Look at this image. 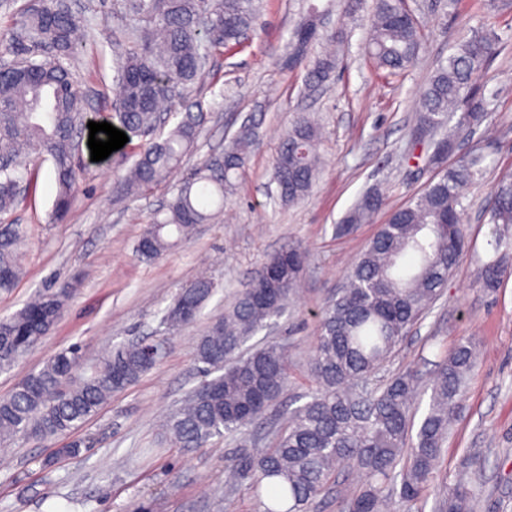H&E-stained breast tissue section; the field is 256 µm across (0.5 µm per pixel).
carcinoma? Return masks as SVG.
<instances>
[{
  "label": "carcinoma",
  "instance_id": "cac0c4a2",
  "mask_svg": "<svg viewBox=\"0 0 512 512\" xmlns=\"http://www.w3.org/2000/svg\"><path fill=\"white\" fill-rule=\"evenodd\" d=\"M113 18L129 35L116 59V99L108 123L139 145L138 158L121 180L126 196L168 182L197 147L208 113L186 110L166 136L163 105L188 98L208 74L211 57L240 46L256 21L255 0H113ZM330 5L308 0L306 13L290 32L291 59L305 70L308 88L326 82L338 66L329 54L309 57ZM81 22L66 0H27L0 39V216L12 213L22 194L37 188L38 160H49L55 175L53 216L70 213L77 187L76 140L86 129L84 101L73 71L78 65L74 34ZM421 33L400 0H373L368 54L390 76L413 63ZM500 38L483 29L465 34L440 61L420 97L415 140L434 135L456 120L460 130H481L489 98L477 78L499 49ZM318 124L297 118L273 161L272 180L282 204L305 199L321 173L316 152ZM257 140L256 127L244 121L224 145L189 169L171 191L136 244V253L155 261L186 243L198 224H209L233 195ZM424 165L438 170L425 190L390 213L358 259L344 286L322 309L310 361L315 389L309 400L290 410L271 447L242 453L225 467L229 486L246 482L261 512H308L325 488L350 468L365 474L363 489L336 497V512H393L395 502L417 501L437 472L466 380L476 365L475 343L460 342L439 365L429 407L411 434L415 380L394 375L377 385L373 378L433 308L448 277L468 247L463 228L462 190L483 171L485 155L458 154L454 135L430 143ZM386 206L379 187L366 191L336 225L348 235ZM494 249L512 228V176L501 179L488 207ZM27 230L0 224V292L15 287ZM308 254L292 245L270 256L224 317L195 339L202 380L163 423L173 446L208 443L214 437L240 436L260 423L288 382L284 346L269 341L243 352L245 343L279 318L299 288ZM505 261L481 266L486 291L499 288ZM206 277L180 288L164 309L185 306L193 324L213 295ZM73 289L49 288L13 315L0 319V371L9 370L37 346L60 319ZM81 348L73 345L48 358L0 397V440L37 432L40 439L64 436L93 417L112 397L134 384L157 363L150 344H120L93 364L79 382ZM411 442V453L401 448ZM444 512H470L472 489L460 476L444 487Z\"/></svg>",
  "mask_w": 512,
  "mask_h": 512
}]
</instances>
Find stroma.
Returning a JSON list of instances; mask_svg holds the SVG:
<instances>
[{"instance_id": "obj_1", "label": "stroma", "mask_w": 512, "mask_h": 512, "mask_svg": "<svg viewBox=\"0 0 512 512\" xmlns=\"http://www.w3.org/2000/svg\"><path fill=\"white\" fill-rule=\"evenodd\" d=\"M70 3L86 17L74 35L82 61L76 81L86 118L98 123L111 110L114 61L127 45L126 35L112 18V0ZM410 6L422 29V45L414 64L398 76L377 70L364 52L369 9L347 17L342 7H334L311 53L322 54L330 32L342 28L339 65L322 88L309 91L301 70L284 64L289 31L305 13L306 0H261L244 46L216 56L210 76L191 98L210 120L186 167L222 147L245 118L258 127L257 145L227 206L233 218L197 225L189 242L159 260L142 261L134 246L169 197V186L117 197L135 147L99 162L79 148L78 191L61 222L51 214L52 164L42 163L35 199L23 201L11 216L26 225L28 236L20 278L10 292L0 293V316L15 313L57 282L73 283L75 293L41 344L14 369L0 372V396L74 343L90 363L114 345L146 336L168 345L150 371L112 395L70 435L1 443L0 512H130L138 504L145 512H260L247 484L225 485V465L244 450L238 441L216 437L200 447L176 448L162 437L165 417L201 380L194 339L234 305L269 255L301 246L309 254L303 286L285 314L257 338L277 341L288 351L284 400L312 389L308 363L320 312L389 211L406 205L431 179V172L410 157L416 102L437 62L448 57L461 34L476 28L503 37L481 78L493 99L486 123L498 130L492 163L462 201L466 252L432 312L413 327L386 371L417 373L414 408L420 419L428 409L437 363L466 338L476 343L478 359L436 477L416 503L396 512H439L441 487L464 473L474 455L484 467L472 476L473 512H512V273L491 297L477 278L478 268L497 253L512 260V243L498 249L491 245L485 215L497 181L512 174V0H411ZM303 113L320 125L318 148L328 164L306 199L279 205L272 199V162L285 132ZM376 185L387 196V210L353 233L337 235L347 211ZM202 274L214 284L212 297L193 325L169 333L163 309L178 288ZM75 440L89 442V449L66 453Z\"/></svg>"}]
</instances>
